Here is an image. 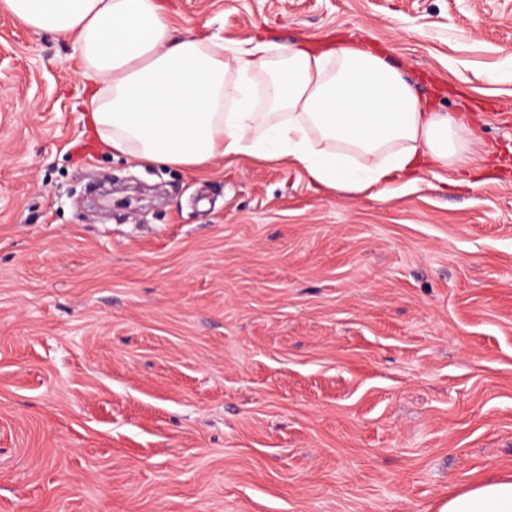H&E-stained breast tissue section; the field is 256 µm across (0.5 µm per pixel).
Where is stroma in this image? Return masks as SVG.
I'll list each match as a JSON object with an SVG mask.
<instances>
[{"label": "stroma", "mask_w": 512, "mask_h": 512, "mask_svg": "<svg viewBox=\"0 0 512 512\" xmlns=\"http://www.w3.org/2000/svg\"><path fill=\"white\" fill-rule=\"evenodd\" d=\"M171 3L176 38L382 50L482 186L140 166L72 39L0 11V512H439L512 475V0Z\"/></svg>", "instance_id": "stroma-1"}]
</instances>
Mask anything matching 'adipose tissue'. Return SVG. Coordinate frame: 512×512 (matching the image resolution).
Instances as JSON below:
<instances>
[{
    "label": "adipose tissue",
    "instance_id": "ef3b65f1",
    "mask_svg": "<svg viewBox=\"0 0 512 512\" xmlns=\"http://www.w3.org/2000/svg\"><path fill=\"white\" fill-rule=\"evenodd\" d=\"M35 31L71 37L93 83L90 123L112 155L201 167L218 157L290 159L310 183L359 193L466 168L469 121L432 109L360 43L298 39L228 50L175 39L167 0H0ZM440 512H512V476L449 495Z\"/></svg>",
    "mask_w": 512,
    "mask_h": 512
}]
</instances>
